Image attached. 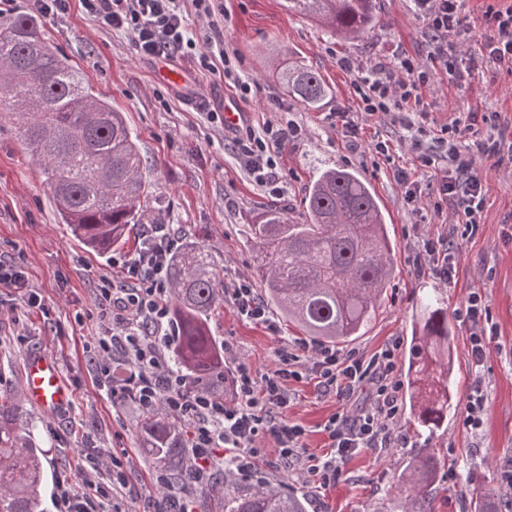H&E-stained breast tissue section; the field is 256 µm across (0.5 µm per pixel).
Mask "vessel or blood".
I'll return each mask as SVG.
<instances>
[{"label": "vessel or blood", "instance_id": "obj_1", "mask_svg": "<svg viewBox=\"0 0 512 512\" xmlns=\"http://www.w3.org/2000/svg\"><path fill=\"white\" fill-rule=\"evenodd\" d=\"M156 78L177 92H185L188 86V76L181 64L167 57L159 58ZM24 394L31 405L49 412L68 407L72 398L57 365L36 354L24 360Z\"/></svg>", "mask_w": 512, "mask_h": 512}]
</instances>
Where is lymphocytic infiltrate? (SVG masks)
<instances>
[{
    "label": "lymphocytic infiltrate",
    "instance_id": "lymphocytic-infiltrate-1",
    "mask_svg": "<svg viewBox=\"0 0 512 512\" xmlns=\"http://www.w3.org/2000/svg\"><path fill=\"white\" fill-rule=\"evenodd\" d=\"M416 11L428 22L431 32L429 55L440 65L448 63V37L459 34L465 0H412ZM484 31L479 55L512 73V4L485 0ZM181 0H81L85 12L99 29L120 30L131 39L135 51L145 58L178 56L200 67L221 64V75L241 95H248L251 84L236 73L222 40L211 33L196 34L189 27ZM353 86L362 110L369 116L390 118L404 132L420 166L431 168L436 161L448 164L436 182L439 198L453 201L464 215L465 224L475 227L485 203V185L474 157L462 155L459 136L475 137L483 154L498 155L495 142L497 115L493 112H456L440 129V153L422 150V122L431 107L421 90L431 80L428 71L400 51L376 65L348 63ZM300 135L298 126H265L235 137V149L247 171L270 194L283 193L278 157L282 147ZM177 246L169 225L147 224L142 230L138 251L119 261V283L101 288L99 301L108 324L99 338L105 384L114 396H131L140 409L162 406L175 420L190 423L195 459L194 479L206 482L212 451L230 449L232 474L241 480L258 478L255 459L263 439H273L280 461L298 467L321 485L338 482L346 460L362 448H388L398 442L394 424L401 415V383L397 378L395 346H388L372 357L354 350L343 351L324 344L284 341L276 351L274 371L256 375L239 366L233 379L234 397L191 394L182 376L173 370L164 349L170 336L168 319V261ZM465 319L473 332L468 357L473 368H481L488 342L483 326L487 308L480 294L468 299ZM120 358L123 375H114L113 358ZM311 375L324 392L335 394L342 411L325 424L330 451L324 456H299L306 429L287 420V383ZM368 388L366 405L356 413L344 406L359 388ZM66 512H106L105 493L90 480L73 483L71 477L59 482Z\"/></svg>",
    "mask_w": 512,
    "mask_h": 512
}]
</instances>
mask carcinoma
Listing matches in <instances>:
<instances>
[{"instance_id":"obj_1","label":"carcinoma","mask_w":512,"mask_h":512,"mask_svg":"<svg viewBox=\"0 0 512 512\" xmlns=\"http://www.w3.org/2000/svg\"><path fill=\"white\" fill-rule=\"evenodd\" d=\"M288 11L330 29L346 41L379 23L377 0H285ZM288 96L318 109L331 89L303 62L283 73ZM0 112L15 117L27 154L41 169L71 235L105 252L148 210L143 162L122 113L96 96L81 73L46 37L38 15L0 16ZM306 221L294 224L282 209L253 225L254 276L264 298L307 335L329 343L361 335L389 285L394 245L370 184L355 170L325 168L308 186ZM174 335L173 367L197 393L217 394L229 378L211 314L224 303V272L204 248L185 243L169 261ZM448 309L439 299L414 324L407 350L406 396L430 433L448 422L454 406V353ZM17 416L0 404V512H44L39 450L22 442ZM143 450L172 488L194 482L182 431L161 407L145 413ZM434 458L415 455L400 476L406 496L400 512H434ZM308 500L264 481L244 483L224 472L223 490L204 500V512H308Z\"/></svg>"}]
</instances>
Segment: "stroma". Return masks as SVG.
<instances>
[{
    "mask_svg": "<svg viewBox=\"0 0 512 512\" xmlns=\"http://www.w3.org/2000/svg\"><path fill=\"white\" fill-rule=\"evenodd\" d=\"M380 20L359 41H343L330 29L289 13L284 0H222L214 20L252 90L240 95L219 76L190 67L192 96H178L153 77L154 62L137 54L130 37L95 26L73 0L69 12L47 25L53 46L76 65L99 97L124 112L142 156L151 192L148 222L171 225L178 241L203 246L224 271V286L238 277H252L254 249L251 226L266 210L287 211L291 221L305 219L302 204L315 172L328 167L358 171L373 187L395 244L393 273L384 300L365 333L341 343V350L372 356L397 344L398 372L407 368L408 338L423 306L442 297L453 328L456 354V405L446 427L435 434L419 428L410 411H403L392 448L364 449L346 462L342 479L322 486L298 470L277 464L273 443H266L257 466L264 481L284 491L305 494L309 512H395L401 497L399 476L408 460L428 449L436 461L432 488L435 512H463L473 489L493 492L496 512H512V492L502 475L512 464V166L481 163L486 201L476 233L465 230L456 207L432 188L446 167L417 169L416 158L402 141L400 127L365 116L342 60L372 64L406 50L432 72L426 95L432 107L421 136L424 148L437 152L435 136L450 113L469 109L497 111L502 126H512V74L500 72L479 57L480 0H466L463 15L469 34L448 41L454 70L439 67L428 55L427 22L413 11L411 0H378ZM301 61L319 73L332 95L312 111L286 96L279 66ZM231 102L242 112L238 127L208 121L199 105L221 108ZM348 113L359 127L360 150H352L335 112ZM286 122L302 134L288 142L279 167L285 192L276 198L247 174L232 140L246 128ZM388 153L374 150L377 142ZM411 170L419 186L416 201H408L395 182L397 167ZM141 226L130 230L124 243L105 253L74 239L60 220L43 186L39 168L26 154L12 123L0 121V260L22 271L27 286L0 284V401L14 406L21 431L40 448L46 478L45 512H64L57 485L63 475L79 478L86 454L117 460L123 482L102 480L112 512H163L165 503L158 472L142 451V416L129 399L117 398L98 382L97 339L105 321L96 303L98 289L118 280L114 259L133 254L140 245ZM451 244L456 276L443 281L431 261H418L427 239ZM480 293L489 311L491 342L481 370L468 357L472 329L464 319L471 293ZM37 294L40 306L27 303ZM278 334L264 324L242 318L232 301H225L210 318L217 343L234 345L229 370L249 366L257 374L276 368L280 340H304L305 334L278 309H271ZM52 358L73 399L67 410L48 414L24 396L22 365L26 355ZM482 379L486 411L481 429L464 427L465 407L475 379ZM287 414L307 430V452L322 454L328 446L325 422L338 411L335 394L323 393L314 377L288 383Z\"/></svg>",
    "mask_w": 512,
    "mask_h": 512,
    "instance_id": "obj_1",
    "label": "stroma"
}]
</instances>
